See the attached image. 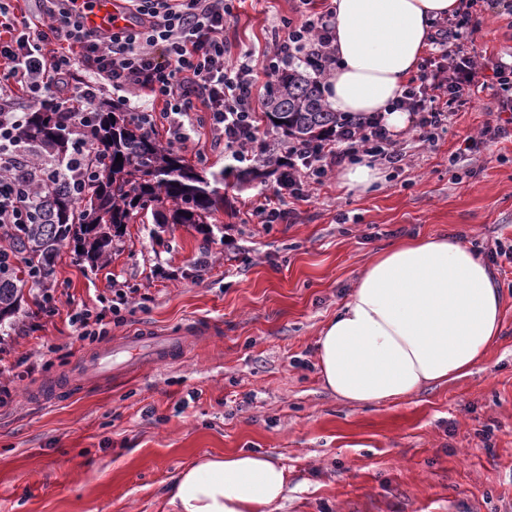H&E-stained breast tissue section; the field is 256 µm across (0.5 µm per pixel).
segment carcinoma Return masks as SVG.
I'll list each match as a JSON object with an SVG mask.
<instances>
[{"label": "carcinoma", "mask_w": 512, "mask_h": 512, "mask_svg": "<svg viewBox=\"0 0 512 512\" xmlns=\"http://www.w3.org/2000/svg\"><path fill=\"white\" fill-rule=\"evenodd\" d=\"M341 119L324 102L317 82L295 68L276 75L265 102L269 128L287 139H325ZM88 135L93 157L104 159L94 166L95 180L79 194L63 187L40 189L33 223L12 228L4 240L0 326L18 313L27 285H44L61 247L70 246L78 257L102 265L125 224L150 214L156 224H195L208 232L210 219L224 208L218 190L224 172L208 177L188 164L179 151L160 143L145 119L99 110ZM25 136L36 158L62 161L72 152L76 132L59 113L40 109L28 114Z\"/></svg>", "instance_id": "1"}]
</instances>
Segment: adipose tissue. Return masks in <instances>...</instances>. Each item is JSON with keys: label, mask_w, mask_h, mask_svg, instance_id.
<instances>
[{"label": "adipose tissue", "mask_w": 512, "mask_h": 512, "mask_svg": "<svg viewBox=\"0 0 512 512\" xmlns=\"http://www.w3.org/2000/svg\"><path fill=\"white\" fill-rule=\"evenodd\" d=\"M336 66L324 94L333 111L382 113L402 131L393 103L417 71L435 19L459 0H332ZM490 265L450 234L408 236L379 250L319 340L324 385L344 401H399L423 386L465 377L502 328ZM288 495L284 466L253 451L206 455L169 488L173 512H273Z\"/></svg>", "instance_id": "1"}]
</instances>
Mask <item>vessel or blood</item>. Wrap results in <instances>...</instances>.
Returning <instances> with one entry per match:
<instances>
[{
	"label": "vessel or blood",
	"instance_id": "b4317fda",
	"mask_svg": "<svg viewBox=\"0 0 512 512\" xmlns=\"http://www.w3.org/2000/svg\"><path fill=\"white\" fill-rule=\"evenodd\" d=\"M119 0H86L83 15L88 28L110 27ZM211 326L197 322L176 332L132 333L109 345L85 354L78 361V379H104L114 373L129 371L139 354H147L151 363L164 364L184 353L189 339L210 335Z\"/></svg>",
	"mask_w": 512,
	"mask_h": 512
}]
</instances>
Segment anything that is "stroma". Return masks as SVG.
<instances>
[{"mask_svg":"<svg viewBox=\"0 0 512 512\" xmlns=\"http://www.w3.org/2000/svg\"><path fill=\"white\" fill-rule=\"evenodd\" d=\"M224 37L232 53L262 55L273 28L299 20L296 0H234ZM483 58L512 51V16L501 4L474 17ZM490 85L460 108L433 142L406 130L405 158L383 165L384 188L362 195L335 174L307 200H289L288 222L250 221L276 166L254 180L197 124L182 155L223 171L224 208L211 233L192 224H129L99 266L58 254L47 285L56 312L33 300L19 318L38 322L16 337L5 365L23 361L0 403V512H170L168 489L185 466L229 451L268 454L288 473L276 512H512V262L494 269L504 323L485 361L463 378L371 407L323 385L317 342L369 257L408 235L454 232L488 251L512 244V138L467 147L498 93ZM212 265L196 276L203 246ZM134 288L112 337L144 327H213L180 358L42 398L67 381L98 343L77 341L73 310H100L112 280Z\"/></svg>","mask_w":512,"mask_h":512,"instance_id":"35a3bbf8","label":"stroma"}]
</instances>
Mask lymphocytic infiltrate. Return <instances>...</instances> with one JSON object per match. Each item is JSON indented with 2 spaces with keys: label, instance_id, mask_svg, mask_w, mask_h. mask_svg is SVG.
Wrapping results in <instances>:
<instances>
[{
  "label": "lymphocytic infiltrate",
  "instance_id": "f902f5d3",
  "mask_svg": "<svg viewBox=\"0 0 512 512\" xmlns=\"http://www.w3.org/2000/svg\"><path fill=\"white\" fill-rule=\"evenodd\" d=\"M14 0H0V232L30 223L35 191L43 182H68L55 162L34 163L23 130L27 106L62 113L76 130L88 125L90 106L101 87H111L127 111L164 128L168 142L185 145L190 130L205 121L225 154L239 163L263 159L279 164V188L261 195L251 217L259 224L287 222L285 197L308 198L333 167L357 155L397 164L403 153L381 114L344 120L331 141L294 140L279 146L260 139L254 100L259 73L272 76L299 61L318 75L336 63L335 14L330 5L304 7L299 22L274 30L261 57L232 55L224 27L230 0H126L130 24L88 30L77 0H36L31 15L15 12ZM490 0H462L460 14L436 24L432 43L438 54L405 87L396 102L409 113L413 131L431 138L450 130L459 107L496 82L512 89V60H478L468 25ZM114 299L99 311L75 313L79 341H96L120 322L127 303L119 282Z\"/></svg>",
  "mask_w": 512,
  "mask_h": 512
}]
</instances>
